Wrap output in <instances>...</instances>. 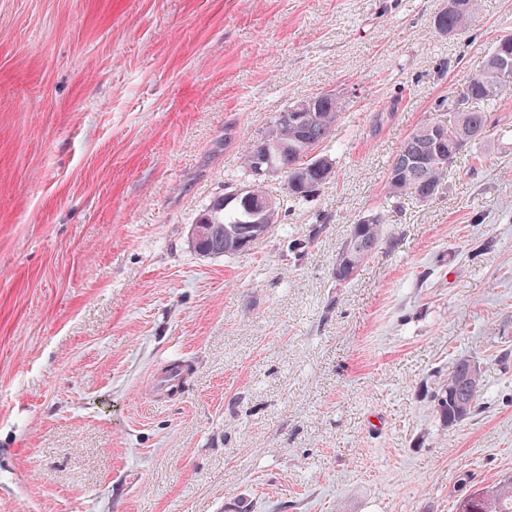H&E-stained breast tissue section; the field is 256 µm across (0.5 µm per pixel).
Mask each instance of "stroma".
Listing matches in <instances>:
<instances>
[{"instance_id":"stroma-1","label":"stroma","mask_w":512,"mask_h":512,"mask_svg":"<svg viewBox=\"0 0 512 512\" xmlns=\"http://www.w3.org/2000/svg\"><path fill=\"white\" fill-rule=\"evenodd\" d=\"M447 6L0 0V512H453L512 474V79L434 200L387 195L403 139L512 34V0L456 36ZM325 92L333 182L251 251L195 252L240 155ZM369 213L379 245L336 284ZM463 355L480 411L450 426ZM175 358L197 370L153 403ZM475 366H478V372L471 375ZM482 369L481 363L470 356L457 358L448 369V375L435 396L448 425H456L472 417L479 409L484 374ZM195 365L191 361L173 360L166 363L149 380L147 391L154 401H170L181 396Z\"/></svg>"}]
</instances>
